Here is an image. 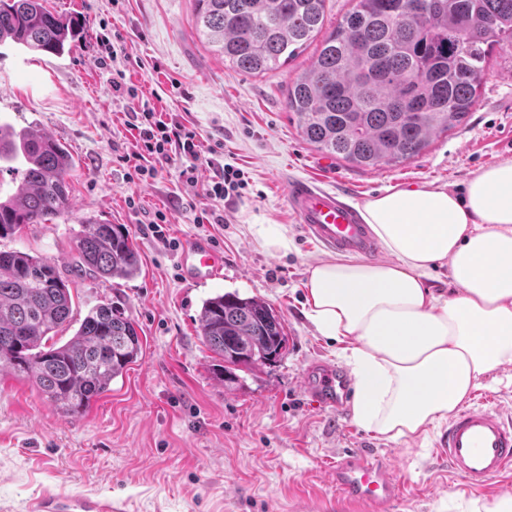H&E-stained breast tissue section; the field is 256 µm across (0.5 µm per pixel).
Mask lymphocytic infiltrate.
I'll list each match as a JSON object with an SVG mask.
<instances>
[{
    "mask_svg": "<svg viewBox=\"0 0 512 512\" xmlns=\"http://www.w3.org/2000/svg\"><path fill=\"white\" fill-rule=\"evenodd\" d=\"M112 95L116 99L138 100L128 124L136 130V149L123 154L121 160L128 168V177L145 181L155 178L160 164L179 161L178 177L188 188H202L210 199H225L239 194L247 181L241 168L230 164H219L218 151L207 147L195 128L186 127L173 117L163 116L149 102L138 99L135 86L116 81L112 84ZM213 167L214 176L207 184H200L198 172L200 166Z\"/></svg>",
    "mask_w": 512,
    "mask_h": 512,
    "instance_id": "lymphocytic-infiltrate-1",
    "label": "lymphocytic infiltrate"
}]
</instances>
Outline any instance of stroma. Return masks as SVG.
Listing matches in <instances>:
<instances>
[{"label":"stroma","mask_w":512,"mask_h":512,"mask_svg":"<svg viewBox=\"0 0 512 512\" xmlns=\"http://www.w3.org/2000/svg\"><path fill=\"white\" fill-rule=\"evenodd\" d=\"M80 16L84 33L61 58L0 46V123L33 125L60 140L76 160L68 209L21 235L0 239L19 250L75 264L74 239L86 219L125 225L140 272L119 286L72 277L74 314L120 299L136 324L143 355L83 416L67 418L27 379L0 372V512H28L51 491L108 498L128 512H337L324 467L337 454L370 448L396 458L402 484L396 512H460L472 499L512 493V479L466 488L434 454L439 427L409 443L376 437L353 418L312 406L300 378L313 359L337 362L338 343L320 336L305 315L309 264L324 252L303 233L285 197L284 176L313 179L343 192L354 207L391 187H452L464 193L472 173L512 159V48L486 60L477 103L465 122L440 134L417 158L398 166L355 168L335 160L323 171L287 108L289 83L315 57L308 46L288 64L259 75L224 64L198 37L191 0H48ZM120 34L126 56L99 65V39ZM140 100L192 123L203 140L224 144L223 162L248 185L223 200L185 193L178 166L130 182L120 155L133 151L129 101L112 97L115 79ZM166 209L163 246L146 224ZM213 209L220 224H200ZM260 224L288 230V252L267 249ZM209 239L224 253L223 276L183 280L180 247ZM257 296L281 315L287 352L277 363L243 371L233 386L212 373L198 314L218 293Z\"/></svg>","instance_id":"1"}]
</instances>
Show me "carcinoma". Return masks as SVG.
Returning <instances> with one entry per match:
<instances>
[{
  "mask_svg": "<svg viewBox=\"0 0 512 512\" xmlns=\"http://www.w3.org/2000/svg\"><path fill=\"white\" fill-rule=\"evenodd\" d=\"M47 0H0V45L62 56L76 47L82 22ZM399 0H357L322 40L311 66L288 86V111L315 148L365 168L418 157L459 125L477 101L489 50L512 47V0H430L421 24L395 18ZM197 34L238 71H274L322 32L326 0H193ZM0 238L43 224L69 205L74 160L57 139L31 126L0 124ZM75 275L128 280L139 255L123 224L82 222ZM199 329L222 362L225 385L238 372L286 352L282 317L261 298L227 292L203 301ZM68 277L51 260L0 250V371L27 378L65 417L82 415L138 361L135 322L112 303L91 308L74 334Z\"/></svg>",
  "mask_w": 512,
  "mask_h": 512,
  "instance_id": "1",
  "label": "carcinoma"
}]
</instances>
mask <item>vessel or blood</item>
I'll return each mask as SVG.
<instances>
[{
	"mask_svg": "<svg viewBox=\"0 0 512 512\" xmlns=\"http://www.w3.org/2000/svg\"><path fill=\"white\" fill-rule=\"evenodd\" d=\"M287 204L303 231L319 247L364 259L379 248L357 210L345 197L304 178L290 179ZM224 255L204 238L187 242L180 255L184 278L204 280L219 275ZM304 393L330 414L344 415L349 383L345 371L316 360L302 378ZM449 473L466 487L479 490L512 472V417L498 408L474 404L460 409L443 429L435 450ZM346 512H393L402 488L388 454L356 448L337 455L326 469ZM28 512H120L108 500L61 497L46 493L33 500Z\"/></svg>",
	"mask_w": 512,
	"mask_h": 512,
	"instance_id": "obj_1",
	"label": "vessel or blood"
}]
</instances>
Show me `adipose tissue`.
<instances>
[{
	"instance_id": "obj_1",
	"label": "adipose tissue",
	"mask_w": 512,
	"mask_h": 512,
	"mask_svg": "<svg viewBox=\"0 0 512 512\" xmlns=\"http://www.w3.org/2000/svg\"><path fill=\"white\" fill-rule=\"evenodd\" d=\"M361 215L384 259L314 261L305 314L339 344L353 420L407 443L448 419L481 377L512 367V160L476 173L464 195L391 188ZM443 264L438 290L429 280Z\"/></svg>"
}]
</instances>
